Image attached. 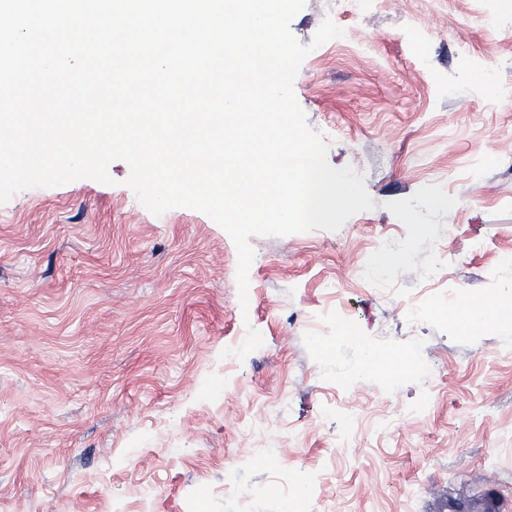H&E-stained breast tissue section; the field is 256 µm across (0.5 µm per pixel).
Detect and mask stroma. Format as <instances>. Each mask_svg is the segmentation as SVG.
<instances>
[{
  "label": "stroma",
  "mask_w": 512,
  "mask_h": 512,
  "mask_svg": "<svg viewBox=\"0 0 512 512\" xmlns=\"http://www.w3.org/2000/svg\"><path fill=\"white\" fill-rule=\"evenodd\" d=\"M327 19L348 40L294 93L375 207L251 238L248 305L229 234L149 212L125 162L0 204V512H448L491 487L512 512V0H306L290 30ZM382 236L389 291L357 275ZM475 300L498 316H448Z\"/></svg>",
  "instance_id": "35a3bbf8"
}]
</instances>
